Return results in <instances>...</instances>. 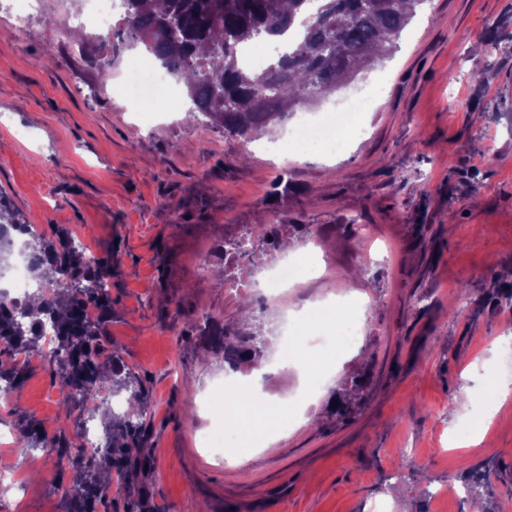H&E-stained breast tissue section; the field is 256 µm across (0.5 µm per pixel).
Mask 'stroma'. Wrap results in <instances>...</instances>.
Returning <instances> with one entry per match:
<instances>
[{
	"label": "stroma",
	"mask_w": 512,
	"mask_h": 512,
	"mask_svg": "<svg viewBox=\"0 0 512 512\" xmlns=\"http://www.w3.org/2000/svg\"><path fill=\"white\" fill-rule=\"evenodd\" d=\"M26 10L22 36L0 11V194L27 224L83 238L111 261L105 346L148 394L152 466L109 512L139 497L149 512H369L378 499L388 512H470L471 499L447 489L477 466L498 512H512V394L482 439L448 445L449 426L476 409L500 338L512 336V303L496 297L512 266V0H425L396 51L322 106L370 93L355 117L365 134L284 159L273 151L282 132L227 137L191 116L183 93L174 105L142 97L156 117L141 124L117 82L146 51L127 47L121 18L108 36L57 41L55 0H27ZM475 68L484 83L470 80ZM261 216L284 224L285 252L305 232L321 243L288 298L351 293L367 315L335 371L310 386L282 361L277 336L275 367L241 365L266 395L302 389L307 399L287 428L267 426L276 453L251 446L246 429L219 459L200 442L224 352L195 325H238L242 297L219 276L224 245ZM349 224L367 225L368 237L348 239ZM462 288L471 301L450 318ZM59 388L46 361H31L0 427L18 436L62 414L64 437L88 424L105 431L108 416L63 414ZM346 394L348 417L331 415ZM1 465L24 485L0 512H66L74 467L35 468L0 446Z\"/></svg>",
	"instance_id": "stroma-1"
}]
</instances>
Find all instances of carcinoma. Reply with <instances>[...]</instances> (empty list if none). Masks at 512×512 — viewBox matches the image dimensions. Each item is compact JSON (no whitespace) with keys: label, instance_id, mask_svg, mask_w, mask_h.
Segmentation results:
<instances>
[{"label":"carcinoma","instance_id":"carcinoma-1","mask_svg":"<svg viewBox=\"0 0 512 512\" xmlns=\"http://www.w3.org/2000/svg\"><path fill=\"white\" fill-rule=\"evenodd\" d=\"M426 0H123L126 35L137 37L166 71L181 81L192 103L191 112L209 127L241 139L268 131L293 112L320 105L340 88L358 80L379 60L391 55L396 40ZM301 27L302 40L290 51L277 52L257 71L246 66L241 50L254 43L279 49L282 37ZM15 230L26 228L21 215L0 197V220ZM34 260L29 294L17 322L15 311L0 301V342L9 350L41 347V318H32L30 301H41L43 314L57 331L45 355L61 372V405L74 402L98 409L107 390L126 391L139 405L134 415H112V435L102 453L72 457L73 444L59 436L52 445L60 457L73 459L82 477L72 489L68 512H97L102 487L122 493L131 473L145 470L149 457L142 449L149 441L145 425L147 405L141 379L112 355V378L102 376L105 324L112 316L108 261L89 260L61 232L51 238L31 233L26 242ZM204 336L220 341L224 363L235 370L242 363L262 365L268 338L256 331L217 328L206 318L199 325ZM42 426L26 425L19 451L42 447ZM116 473L117 481L102 483L100 463ZM469 495L490 492L483 468L464 479Z\"/></svg>","mask_w":512,"mask_h":512}]
</instances>
